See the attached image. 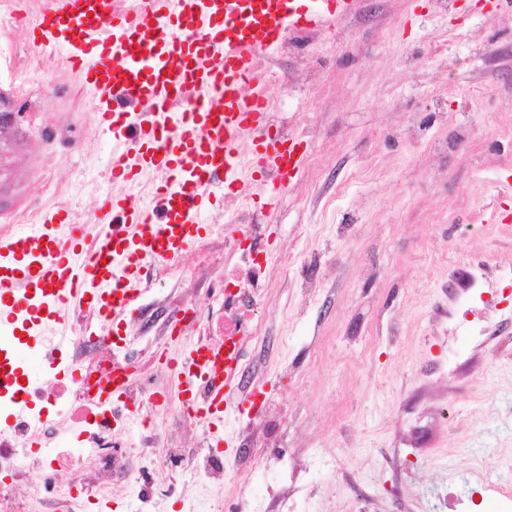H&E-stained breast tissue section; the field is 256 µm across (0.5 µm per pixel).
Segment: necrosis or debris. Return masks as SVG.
Segmentation results:
<instances>
[{
  "label": "necrosis or debris",
  "instance_id": "obj_1",
  "mask_svg": "<svg viewBox=\"0 0 512 512\" xmlns=\"http://www.w3.org/2000/svg\"><path fill=\"white\" fill-rule=\"evenodd\" d=\"M35 0H23L17 11L0 15V32L9 33L13 40L4 62L12 76L9 91L0 90V111L23 106L29 125L43 144L45 153H52L55 140L70 139L71 146L82 155L92 152V141L70 138V128L79 126L86 104L79 90L61 85L47 76L50 68L62 65V58L37 54L26 37L31 14L36 11ZM65 103L63 121L47 120L45 108ZM64 197L68 200L66 213L70 223L86 224L90 213L78 193L64 188L51 178H43L35 195L18 190L12 204L0 207V236L11 235L14 228L37 223L43 212L38 199L43 195ZM213 232L222 237L238 255L237 266L224 275V326L220 338L242 340L257 338L255 313L270 286L259 259V245L264 237L260 224H226L215 220ZM87 310H80L70 326V348L67 358L71 364V379L67 387L39 381L25 387L18 368L0 367V407L5 408L0 418V472L12 473L13 485L0 487V512H47L45 492L56 488L59 503H67L74 492H122L138 474L149 468H169L174 462H187L202 480L199 496L210 499L224 487L223 460L213 453L204 454L189 448L185 442L172 438V431L196 425L197 420L184 406L168 410L166 428L155 426L151 419H143L145 435L139 444L126 446L118 437L130 419L144 404L153 402L154 394L137 385H130L121 409L113 411L95 406V392L112 375V364L117 353L113 345L112 329L99 325L87 326ZM68 397L74 404L73 419L85 453L77 459L62 460L53 444V427L42 419L46 404ZM38 443L42 453L19 456L20 444ZM67 470V486H59L60 470ZM39 472L40 482L26 478L28 471Z\"/></svg>",
  "mask_w": 512,
  "mask_h": 512
}]
</instances>
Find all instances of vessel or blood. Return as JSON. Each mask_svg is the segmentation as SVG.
<instances>
[{
    "mask_svg": "<svg viewBox=\"0 0 512 512\" xmlns=\"http://www.w3.org/2000/svg\"><path fill=\"white\" fill-rule=\"evenodd\" d=\"M349 0H41L31 42L61 53L99 102L101 125L116 129L110 168L130 192L100 194L91 223L45 213L0 239V302L28 301L29 338L45 313L66 334L81 309L112 327L135 312L148 270L180 261L201 237L205 213L225 190L250 199L256 174L290 180L301 156L296 141L270 134L271 103L261 53L301 27L347 9ZM137 103V115L125 106ZM241 350L209 347L169 358L184 378L186 407L217 425L239 375ZM134 366L115 363L99 396L121 402ZM213 380L204 401L196 391Z\"/></svg>",
    "mask_w": 512,
    "mask_h": 512,
    "instance_id": "obj_1",
    "label": "vessel or blood"
}]
</instances>
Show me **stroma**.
Here are the masks:
<instances>
[{
	"mask_svg": "<svg viewBox=\"0 0 512 512\" xmlns=\"http://www.w3.org/2000/svg\"><path fill=\"white\" fill-rule=\"evenodd\" d=\"M351 0L329 23L292 33L260 57L275 127L303 140L297 176L266 177L216 213L265 226L260 259L271 287L259 313L269 348L245 341L251 393L274 399L285 454L225 482L221 503L252 512H500L494 492L472 506L484 476L508 479L512 459V0ZM85 158L59 146L57 182L96 185L113 135L86 113ZM33 134L0 131V200L43 169ZM313 278L317 287L305 289ZM193 301L220 318L219 291L154 271L138 305ZM159 326L127 320L139 382L177 403L178 380L155 358ZM224 413L225 466L247 424ZM186 467L136 478L129 493L80 495L74 512H185L161 487Z\"/></svg>",
	"mask_w": 512,
	"mask_h": 512,
	"instance_id": "stroma-1",
	"label": "stroma"
}]
</instances>
